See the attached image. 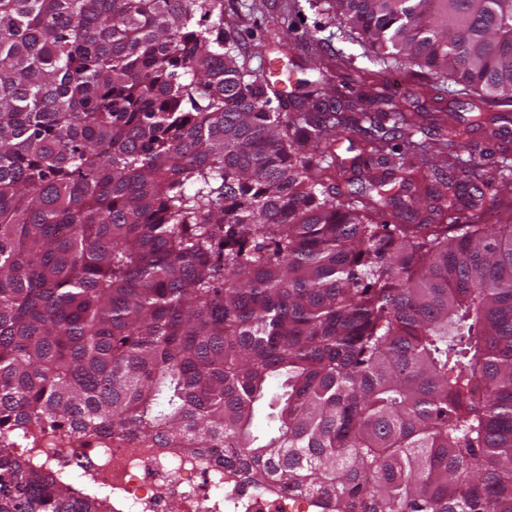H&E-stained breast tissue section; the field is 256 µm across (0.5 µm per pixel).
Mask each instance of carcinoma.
Returning <instances> with one entry per match:
<instances>
[{"mask_svg": "<svg viewBox=\"0 0 512 512\" xmlns=\"http://www.w3.org/2000/svg\"><path fill=\"white\" fill-rule=\"evenodd\" d=\"M325 2L372 62L512 104V0ZM278 81L224 0H0V430L222 445L326 512H512V224L408 223L497 172ZM0 512L113 510L1 440ZM345 135L346 137L339 144L338 152L342 157L347 158L346 167L343 170H338L337 179L342 183L343 188L358 192L363 187L365 191V187H368V183L365 180L368 170L363 161L367 158V155H361L359 160L354 159L361 153L363 134L357 128H353L345 133Z\"/></svg>", "mask_w": 512, "mask_h": 512, "instance_id": "obj_1", "label": "carcinoma"}]
</instances>
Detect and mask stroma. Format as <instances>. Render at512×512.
I'll list each match as a JSON object with an SVG mask.
<instances>
[{
    "label": "stroma",
    "instance_id": "obj_1",
    "mask_svg": "<svg viewBox=\"0 0 512 512\" xmlns=\"http://www.w3.org/2000/svg\"><path fill=\"white\" fill-rule=\"evenodd\" d=\"M287 0H224V19L240 29V49L253 69H265L270 60L288 58V75L292 81L316 80L317 66L336 51L354 54L351 67L335 70L333 82L353 91L365 88L399 98L410 111L419 113L423 127L447 118L450 127L467 129L468 141L482 152L485 162L500 169L503 158L512 159V106L486 104L476 99L434 90L419 75L382 69L370 62L358 42L335 37L336 30L322 0H299V11L287 14ZM326 33L325 43L309 45L305 34L314 29ZM500 115L495 125L478 124V115ZM363 134L348 131L339 145L346 166L338 171L343 187L357 192L365 187L366 166L359 154ZM460 201L454 213L458 224H512V171H502L497 182L476 192L471 185L459 188Z\"/></svg>",
    "mask_w": 512,
    "mask_h": 512
}]
</instances>
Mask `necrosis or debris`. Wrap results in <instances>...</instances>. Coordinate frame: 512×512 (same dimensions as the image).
<instances>
[{"instance_id": "4bbe7bcc", "label": "necrosis or debris", "mask_w": 512, "mask_h": 512, "mask_svg": "<svg viewBox=\"0 0 512 512\" xmlns=\"http://www.w3.org/2000/svg\"><path fill=\"white\" fill-rule=\"evenodd\" d=\"M21 444L34 461L97 487L114 512H319L317 496L255 484L220 447L109 431L82 437L49 424L22 434Z\"/></svg>"}]
</instances>
